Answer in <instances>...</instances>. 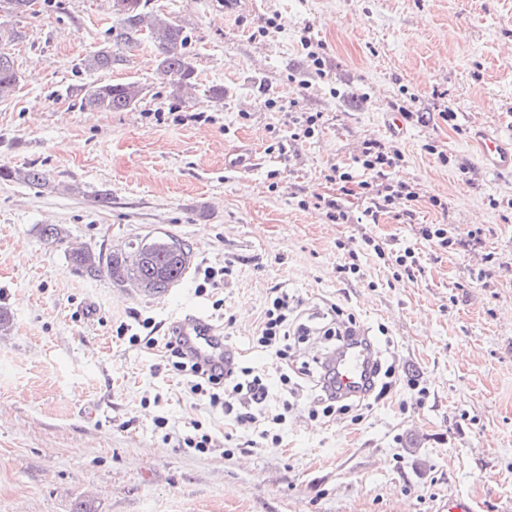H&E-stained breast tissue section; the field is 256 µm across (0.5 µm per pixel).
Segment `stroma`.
I'll return each instance as SVG.
<instances>
[{
  "label": "stroma",
  "instance_id": "35a3bbf8",
  "mask_svg": "<svg viewBox=\"0 0 512 512\" xmlns=\"http://www.w3.org/2000/svg\"><path fill=\"white\" fill-rule=\"evenodd\" d=\"M148 8L189 36L192 97L162 83L148 40L112 70L84 69L107 39L111 0H36V14L7 21L24 38L10 48L20 84L0 101V166H37L47 183L0 180V310L10 318L0 329V512H74L81 499L97 512H447L452 495L502 512L512 503V173L480 167L469 143L482 127L512 135V0ZM272 18L277 27L259 36ZM305 36L322 44L325 76ZM132 81L145 94L124 112L81 108L72 94ZM286 104L322 113L321 132L290 141ZM397 105L423 116L398 136L384 126ZM449 107L452 126L440 117ZM198 112L204 120L192 121ZM272 127L284 152L269 148ZM369 139L404 154L392 179L417 192L412 212L398 204L374 224H336L299 207L313 192L354 215L369 206L328 178ZM249 144L257 164L225 170V153ZM49 224L62 241L43 238ZM423 224L481 229L483 246L436 250ZM157 234L191 252L186 276L163 294L89 278L72 261L76 247L106 255ZM366 234L413 248L414 274L369 257L359 275L341 273ZM209 266L231 269L211 297L196 292ZM274 288L309 320L333 304L353 313L396 370L388 398L358 418L313 421L299 379L271 403L287 412L282 443L247 450L253 429L224 440L221 415L190 397L159 352L114 334L136 314L167 328L194 306L219 327L230 313L227 346L274 384L280 361L252 343ZM195 420L218 439L208 453L179 445Z\"/></svg>",
  "mask_w": 512,
  "mask_h": 512
}]
</instances>
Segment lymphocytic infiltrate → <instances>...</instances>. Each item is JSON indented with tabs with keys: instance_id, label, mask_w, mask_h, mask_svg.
<instances>
[{
	"instance_id": "obj_1",
	"label": "lymphocytic infiltrate",
	"mask_w": 512,
	"mask_h": 512,
	"mask_svg": "<svg viewBox=\"0 0 512 512\" xmlns=\"http://www.w3.org/2000/svg\"><path fill=\"white\" fill-rule=\"evenodd\" d=\"M403 161L400 150L388 149L378 141H367L352 166L332 165L330 179L340 187L357 183L365 194L373 196L371 207L365 208L362 219L377 221L381 212L390 211L396 200L413 203L415 192L401 183H391L389 173ZM298 303L287 291L274 289L264 310L259 332L255 338L257 348L275 355L281 362L291 359L293 347L310 334L309 325L297 313ZM323 334L330 342V353L345 345L358 343L372 347L370 337L365 336L354 315L345 314L342 308L331 306ZM116 336L127 339L129 345L140 346L163 354L169 371L184 378L191 395L206 404L211 410L223 413L233 425L259 428L261 439L281 442L282 437L275 428L286 421L285 413H270L272 398L270 387L263 374L241 360H233L228 366H211L192 357L184 342L175 333H160L155 321L149 318L138 320L136 325L120 324ZM382 370L380 358H373L369 373L359 393L337 392L334 374L328 356L315 358L313 364H301L299 371L312 374L314 378L312 400L320 407L322 418H333L352 410L354 404L365 403L372 394L387 396L390 384H379Z\"/></svg>"
}]
</instances>
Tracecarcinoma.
Here are the masks:
<instances>
[{"label": "carcinoma", "instance_id": "1", "mask_svg": "<svg viewBox=\"0 0 512 512\" xmlns=\"http://www.w3.org/2000/svg\"><path fill=\"white\" fill-rule=\"evenodd\" d=\"M32 0H0V16L11 17L31 9ZM112 12L117 24L110 29L109 42L92 51L83 65L89 70L110 69L123 61L112 47H133L139 36L147 34L156 46L159 75L173 92L193 86L195 67L187 50L188 35L184 28L161 14L145 11L143 0H112ZM20 73L10 54L0 50V99L7 98L18 86ZM144 88L136 82L97 83L76 89L80 107L100 112H121L136 107ZM0 180L18 181L32 187L46 184L47 174L35 165L12 169L0 167ZM73 261L88 275L107 274L116 284L136 285L140 290L161 294L176 285L190 265L187 244L168 236H155L130 246L128 252H113L104 257L88 248L72 252Z\"/></svg>", "mask_w": 512, "mask_h": 512}]
</instances>
